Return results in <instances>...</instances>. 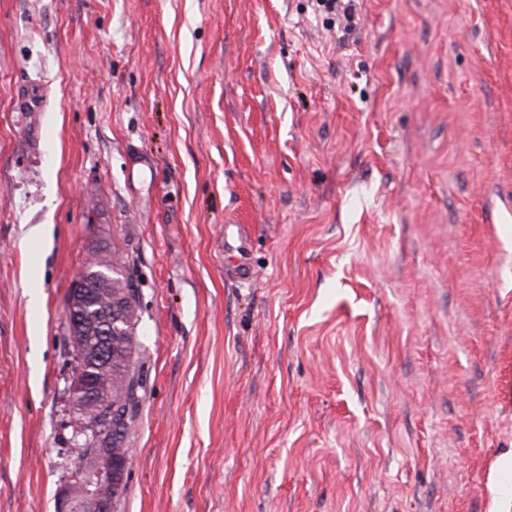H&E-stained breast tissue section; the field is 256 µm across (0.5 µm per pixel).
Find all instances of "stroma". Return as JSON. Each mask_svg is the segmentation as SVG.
Segmentation results:
<instances>
[{"instance_id": "stroma-1", "label": "stroma", "mask_w": 512, "mask_h": 512, "mask_svg": "<svg viewBox=\"0 0 512 512\" xmlns=\"http://www.w3.org/2000/svg\"><path fill=\"white\" fill-rule=\"evenodd\" d=\"M354 5L0 0V512H55L70 477L66 296L106 254L144 349L114 512H488L512 0ZM229 221L254 281L224 276Z\"/></svg>"}]
</instances>
